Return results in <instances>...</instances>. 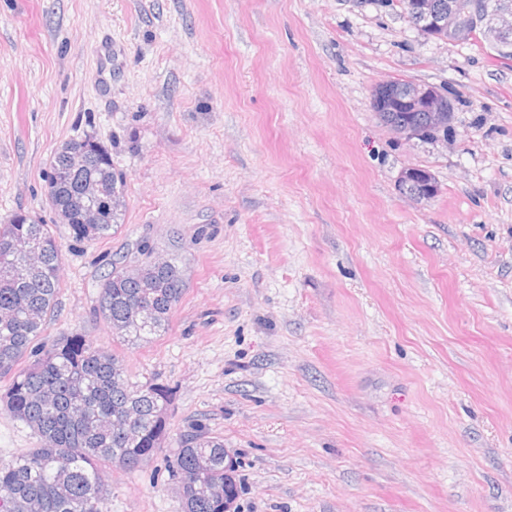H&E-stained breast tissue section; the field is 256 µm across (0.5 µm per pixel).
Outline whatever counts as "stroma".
I'll return each instance as SVG.
<instances>
[{
  "label": "stroma",
  "instance_id": "1",
  "mask_svg": "<svg viewBox=\"0 0 512 512\" xmlns=\"http://www.w3.org/2000/svg\"><path fill=\"white\" fill-rule=\"evenodd\" d=\"M401 79L447 90V143L380 122L372 91ZM88 136L126 180L93 243L45 178ZM408 167L439 194L401 195ZM19 211L62 251L44 340L81 333L172 394L163 448L107 470L111 512H182L194 423L236 454L237 512H512V59L487 42L397 0H0V224ZM148 257L185 288L127 345L100 283ZM38 445L0 409V461Z\"/></svg>",
  "mask_w": 512,
  "mask_h": 512
}]
</instances>
